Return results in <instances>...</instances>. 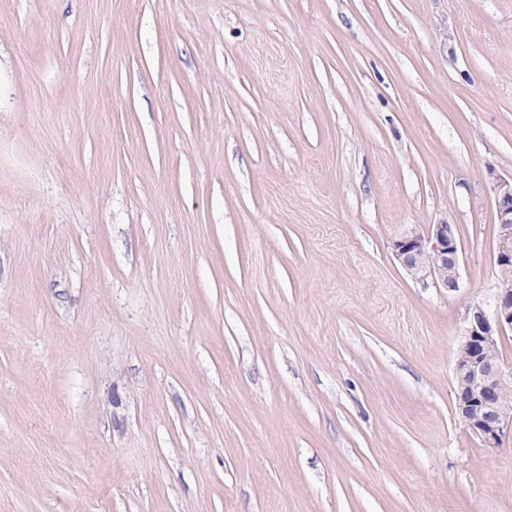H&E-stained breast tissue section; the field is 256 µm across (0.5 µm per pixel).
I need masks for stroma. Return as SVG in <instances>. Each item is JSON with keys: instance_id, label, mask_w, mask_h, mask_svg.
Segmentation results:
<instances>
[{"instance_id": "stroma-1", "label": "stroma", "mask_w": 512, "mask_h": 512, "mask_svg": "<svg viewBox=\"0 0 512 512\" xmlns=\"http://www.w3.org/2000/svg\"><path fill=\"white\" fill-rule=\"evenodd\" d=\"M497 175L512 0H0V512H512ZM392 255L414 280L428 282L447 291L461 288L459 239L448 224H431L425 231L411 227L391 244ZM498 283L512 287V265L498 267ZM496 286L492 301L474 303L455 358L456 407L465 427L487 448H499L512 429V404L500 400V392L512 388V365L504 360L501 339L512 332V289ZM497 347L496 350H494ZM494 350V351H490ZM490 356L486 355V353Z\"/></svg>"}]
</instances>
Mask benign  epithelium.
Here are the masks:
<instances>
[{"instance_id": "1", "label": "benign epithelium", "mask_w": 512, "mask_h": 512, "mask_svg": "<svg viewBox=\"0 0 512 512\" xmlns=\"http://www.w3.org/2000/svg\"><path fill=\"white\" fill-rule=\"evenodd\" d=\"M492 191L496 264H512V176L495 178ZM391 250L412 279L448 291L461 288L459 239L451 235L448 224H431L424 231L412 227L392 241ZM511 332L512 289L498 286L491 302L468 309L459 348L469 356L454 362L458 415L486 448L500 447L512 430V404L500 400V392L512 388V365L487 356Z\"/></svg>"}]
</instances>
